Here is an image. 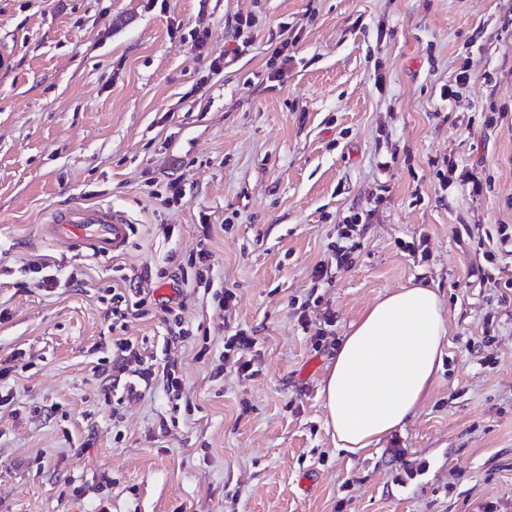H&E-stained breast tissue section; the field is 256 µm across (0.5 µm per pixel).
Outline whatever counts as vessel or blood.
Returning a JSON list of instances; mask_svg holds the SVG:
<instances>
[{
	"instance_id": "1",
	"label": "vessel or blood",
	"mask_w": 512,
	"mask_h": 512,
	"mask_svg": "<svg viewBox=\"0 0 512 512\" xmlns=\"http://www.w3.org/2000/svg\"><path fill=\"white\" fill-rule=\"evenodd\" d=\"M131 221L111 206L72 204L56 209L40 226L43 239L77 241L93 254L108 257L123 252L129 239Z\"/></svg>"
}]
</instances>
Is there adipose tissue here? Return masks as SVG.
Wrapping results in <instances>:
<instances>
[{
    "instance_id": "adipose-tissue-1",
    "label": "adipose tissue",
    "mask_w": 512,
    "mask_h": 512,
    "mask_svg": "<svg viewBox=\"0 0 512 512\" xmlns=\"http://www.w3.org/2000/svg\"><path fill=\"white\" fill-rule=\"evenodd\" d=\"M447 335L442 299L431 288H402L367 309L342 337L321 390L337 447L359 451L412 419Z\"/></svg>"
}]
</instances>
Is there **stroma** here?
Segmentation results:
<instances>
[{
  "label": "stroma",
  "instance_id": "35a3bbf8",
  "mask_svg": "<svg viewBox=\"0 0 512 512\" xmlns=\"http://www.w3.org/2000/svg\"><path fill=\"white\" fill-rule=\"evenodd\" d=\"M169 181L171 206L150 194ZM76 202L128 215L123 253L40 238ZM204 222L228 308L164 279L191 336L151 315L122 332L156 367L177 359L178 421L159 379L112 407L104 294L121 270H175ZM503 226L512 0H0V361L23 359L0 380V512H512ZM33 258L77 285L36 288ZM410 285L443 300L442 369L403 428L337 448L321 388L338 341ZM240 329L252 348L225 356Z\"/></svg>",
  "mask_w": 512,
  "mask_h": 512
}]
</instances>
